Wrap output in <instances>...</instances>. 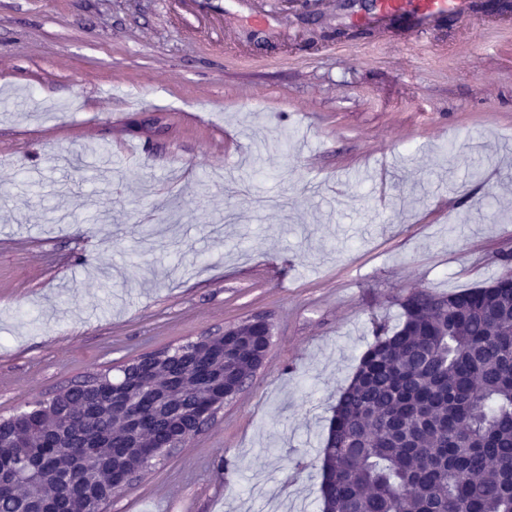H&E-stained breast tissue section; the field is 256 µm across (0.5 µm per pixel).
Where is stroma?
I'll list each match as a JSON object with an SVG mask.
<instances>
[{"instance_id": "35a3bbf8", "label": "stroma", "mask_w": 512, "mask_h": 512, "mask_svg": "<svg viewBox=\"0 0 512 512\" xmlns=\"http://www.w3.org/2000/svg\"><path fill=\"white\" fill-rule=\"evenodd\" d=\"M0 100V416L274 325L249 387L107 512H319V446L375 327L412 290L512 273V0L426 21L0 0Z\"/></svg>"}]
</instances>
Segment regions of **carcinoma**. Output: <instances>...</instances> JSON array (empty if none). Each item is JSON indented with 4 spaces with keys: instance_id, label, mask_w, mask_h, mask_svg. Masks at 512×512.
Segmentation results:
<instances>
[{
    "instance_id": "obj_1",
    "label": "carcinoma",
    "mask_w": 512,
    "mask_h": 512,
    "mask_svg": "<svg viewBox=\"0 0 512 512\" xmlns=\"http://www.w3.org/2000/svg\"><path fill=\"white\" fill-rule=\"evenodd\" d=\"M392 329L380 328L336 398L321 459L320 512H512V282L506 277L449 294L421 289L401 302ZM224 366L177 347L164 370L144 354L122 368L123 382L166 378L171 393L145 397L135 412L167 442L194 428L188 410L222 386L221 369L254 376L250 352L266 346L256 327L243 331ZM83 378L59 389L45 410L0 419V472L44 447L65 428L69 447L84 449L102 470L60 467L53 454L14 479L0 478V512H106L112 471L140 453L112 419V387Z\"/></svg>"
}]
</instances>
